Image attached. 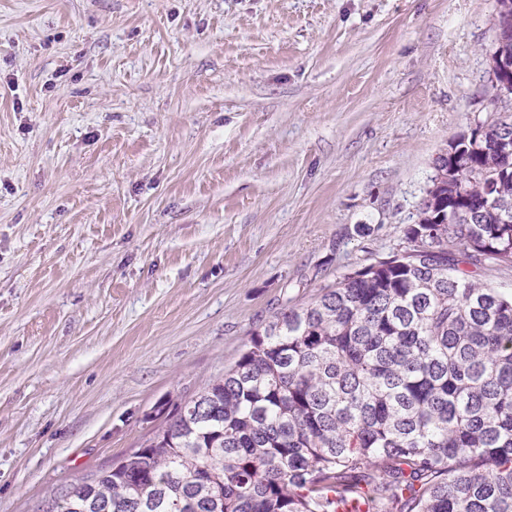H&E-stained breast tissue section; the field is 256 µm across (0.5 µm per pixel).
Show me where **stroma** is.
<instances>
[{
  "mask_svg": "<svg viewBox=\"0 0 512 512\" xmlns=\"http://www.w3.org/2000/svg\"><path fill=\"white\" fill-rule=\"evenodd\" d=\"M497 0H0V512L121 461L415 223Z\"/></svg>",
  "mask_w": 512,
  "mask_h": 512,
  "instance_id": "obj_1",
  "label": "stroma"
}]
</instances>
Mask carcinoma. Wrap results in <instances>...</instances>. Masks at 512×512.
Here are the masks:
<instances>
[{"instance_id":"carcinoma-1","label":"carcinoma","mask_w":512,"mask_h":512,"mask_svg":"<svg viewBox=\"0 0 512 512\" xmlns=\"http://www.w3.org/2000/svg\"><path fill=\"white\" fill-rule=\"evenodd\" d=\"M435 169L397 252L254 330L122 461L42 512H512V128ZM476 274V278L489 288L505 296L512 295V267L482 268Z\"/></svg>"}]
</instances>
